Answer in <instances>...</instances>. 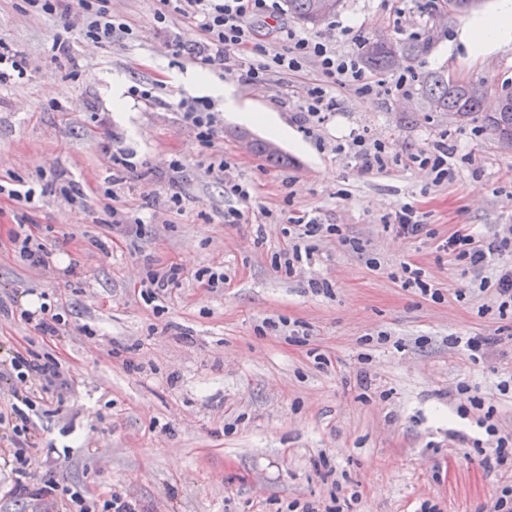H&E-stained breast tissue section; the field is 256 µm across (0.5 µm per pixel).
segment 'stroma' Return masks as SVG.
Returning a JSON list of instances; mask_svg holds the SVG:
<instances>
[{"mask_svg": "<svg viewBox=\"0 0 512 512\" xmlns=\"http://www.w3.org/2000/svg\"><path fill=\"white\" fill-rule=\"evenodd\" d=\"M444 3L343 0L334 22L307 28L347 49L394 37L399 22L428 45L411 63L408 96L337 90L340 110L309 137L296 109L303 79L257 86L209 70L243 104L277 113L305 136L303 152L280 141L289 161L275 166L241 148L236 134L245 127L219 101L214 147L199 144L179 107L194 94L175 80L199 67L166 48L157 0H112L134 39L95 45L78 37L58 58L51 44L63 17L0 0V38L29 63L24 80L0 87V179L37 190L32 203L0 209V346L51 354L67 379L59 412L42 424L70 452L50 459L35 449V482L52 478L93 498L116 492L144 512H289L336 497L350 500L349 512H418L424 503L434 512H485L496 488L512 481L510 467L464 458L462 438L482 431L456 412L467 402L456 391L465 382L512 431V397L498 390L512 376V315H480L491 299L473 290L480 273L436 249L465 224L487 236L512 227V151L482 121L460 126L429 111L421 94L434 72L480 80L493 111L512 91V46L476 61L449 51L465 19L435 23ZM116 79L127 88L156 84L155 102L129 96L124 111H113ZM245 129L268 137L262 125ZM362 129L387 144L386 171L362 172L336 154ZM441 139L455 152L456 176L438 186L405 160ZM112 151L131 154L134 170L113 173ZM213 152L227 163L218 175L206 171ZM175 158L185 165L178 212L165 204ZM61 176L86 191L84 205L55 192ZM239 180L255 187L250 202L226 193ZM406 204L433 237L384 229ZM231 208L243 212L241 223H225ZM303 212L359 238L364 253L324 237L311 265L287 273L279 255L288 218ZM21 216L51 249L49 268H31L15 252L10 232ZM94 237L110 239L111 253L93 247ZM405 262L423 269L441 299L402 287ZM173 263L181 286L152 302L141 289L147 270ZM205 269L223 272V288L200 286ZM312 278L328 280L330 293H312ZM29 289L62 312L60 338L41 336L15 311V296ZM290 321L308 331L306 342L289 338ZM452 336L498 343L473 362L449 346Z\"/></svg>", "mask_w": 512, "mask_h": 512, "instance_id": "stroma-1", "label": "stroma"}]
</instances>
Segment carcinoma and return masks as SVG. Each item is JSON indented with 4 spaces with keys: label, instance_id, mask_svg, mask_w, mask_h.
<instances>
[{
    "label": "carcinoma",
    "instance_id": "obj_1",
    "mask_svg": "<svg viewBox=\"0 0 512 512\" xmlns=\"http://www.w3.org/2000/svg\"><path fill=\"white\" fill-rule=\"evenodd\" d=\"M288 13L300 23L316 26L323 22L318 15L319 0H285ZM406 60H412L419 51L415 44L401 43L390 38H379L365 49V63L374 70H387L395 64L392 52ZM423 96L437 112H446L457 122H466L484 116L486 127L496 141L512 140V93L499 97L500 112H483L484 99L471 95L467 83L450 81L441 73L429 75L425 81Z\"/></svg>",
    "mask_w": 512,
    "mask_h": 512
}]
</instances>
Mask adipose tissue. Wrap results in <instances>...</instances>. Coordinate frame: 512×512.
<instances>
[{
	"mask_svg": "<svg viewBox=\"0 0 512 512\" xmlns=\"http://www.w3.org/2000/svg\"><path fill=\"white\" fill-rule=\"evenodd\" d=\"M512 45V0H493L488 10L475 13L466 24L458 28L450 43L451 48L461 50L467 57L483 59ZM181 81L186 86L204 91L222 99L225 111L235 113L240 122L266 125L275 136L283 135L284 129L267 112H256L243 105L233 87L210 82L201 74H187Z\"/></svg>",
	"mask_w": 512,
	"mask_h": 512,
	"instance_id": "obj_1",
	"label": "adipose tissue"
}]
</instances>
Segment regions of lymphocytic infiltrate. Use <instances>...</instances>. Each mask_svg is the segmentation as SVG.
<instances>
[{
    "mask_svg": "<svg viewBox=\"0 0 512 512\" xmlns=\"http://www.w3.org/2000/svg\"><path fill=\"white\" fill-rule=\"evenodd\" d=\"M158 23H166L170 13L187 19L199 34L193 43L183 41L179 33L167 32L166 38L174 56H188L192 63L204 67H220L236 73L252 84L269 83L275 76L300 73L308 63H316L318 76L304 87L300 109L308 117L325 121L336 111L335 91L347 88L361 95L385 91L406 94L412 77L410 68L396 70L389 77L373 79L360 65L358 48L340 52L335 45L319 37L305 35L285 25L261 29L260 24L279 9V0H158ZM82 19L80 35L83 40L103 44L113 36L132 38L133 31L122 19L114 16L109 0H76ZM184 117L193 126L200 145L212 149L218 136L213 104L200 98L180 104ZM337 153L353 159L365 172H383L388 168V150L385 142L373 138L369 132L357 131L349 140L337 144ZM454 152L446 142L410 154V164L429 170L434 183L450 181L454 176ZM288 246L282 253L287 270L311 265L316 242L323 234L337 236L346 249L360 254L363 244L343 235L335 224L322 225L316 216L304 213L290 217ZM440 251L449 258L472 269L496 266L494 278L481 279L479 290H492V305H481V314L497 312L504 317L512 313V265L500 264L499 259L512 252V233L485 236L469 227H461L441 240ZM0 379L14 388V400L0 408V488L8 496L26 495L33 499H64L65 512H137L135 505L121 495L110 494L104 499L89 498L85 491L59 487L53 482L44 484L32 480L35 448H52L40 419L54 403L58 385L64 384L62 365L51 355H40L32 350L8 348L0 355ZM460 393L468 394L469 405L459 408V415L474 409L479 413L476 424L492 438V456L496 465L512 461V432L502 430L494 420V407L486 406L483 398L469 395L467 385H459Z\"/></svg>",
    "mask_w": 512,
    "mask_h": 512,
    "instance_id": "f902f5d3",
    "label": "lymphocytic infiltrate"
}]
</instances>
